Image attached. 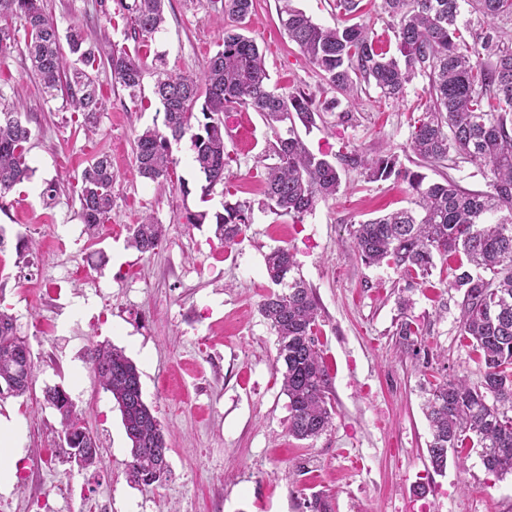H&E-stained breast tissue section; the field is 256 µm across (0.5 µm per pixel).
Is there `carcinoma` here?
Instances as JSON below:
<instances>
[{"label": "carcinoma", "mask_w": 512, "mask_h": 512, "mask_svg": "<svg viewBox=\"0 0 512 512\" xmlns=\"http://www.w3.org/2000/svg\"><path fill=\"white\" fill-rule=\"evenodd\" d=\"M164 0H133L124 9L133 14V32L152 36L165 23ZM224 42L197 73L156 70L154 94L164 109V128L147 127L136 136L138 173L163 189L175 186L172 142L191 133L194 161L201 175V197L224 184V113L236 105L259 112L277 136L275 162L264 166L263 193L270 209L302 220L318 202L336 196L338 168L363 167L375 180L402 179L416 194L419 210L400 209L352 225L354 252L368 266L387 265L403 277L431 274L435 258L451 262L455 285L463 289L459 303V335L470 341L483 374L477 383L443 376L426 402L431 440L427 452L433 471H443L448 457L437 449L476 454L498 478L512 476V47L501 44L491 23L512 18V0H382L395 30L399 56H390L362 24L324 27L304 11L286 3L280 21L299 51L318 69L338 97L315 102L305 91L283 92L270 84L257 43L241 33L240 24L254 0H222ZM23 19L25 47L44 99L63 94L83 122L92 126L103 108L95 80L88 73L98 60L107 63L112 79L132 102L141 96L143 66L123 48L109 42L90 45L74 24L60 35L53 17L39 0H0V55L17 41L7 20ZM68 51H63V47ZM83 68L73 69L67 56ZM418 76L428 79L425 111L414 121L405 145L430 166L447 161L489 167L490 190L467 191L455 179L425 183L424 174L398 166L397 155L370 158L360 150L336 161L311 153L298 133L309 129L321 113L332 112L340 99H353L357 84L374 85L381 96L398 100ZM201 115H196V104ZM23 104L0 109V195L30 178L27 162L31 130L22 121ZM112 161L99 156L81 176L79 200L84 224L97 235L112 214ZM179 189L188 192L185 184ZM214 225L224 244L235 242L251 223V210L224 201L223 210L186 212L184 223ZM129 245L151 254L164 237V225L148 215L127 228ZM270 282L278 290L259 304L260 314L277 336L276 370L289 400L288 432L313 440L332 423L328 401L331 377L317 347L320 311L312 289L295 275L293 255L285 247L265 258ZM402 303L396 335L411 346L417 335ZM87 362L99 387L118 408L131 461L127 478L134 483H161L169 472L162 426L142 396L140 375L125 350L94 343ZM34 357L28 341L17 335L15 317L0 309V397L22 396L32 388ZM44 400L60 417L61 433L82 469L101 463L96 437L84 426L78 406L58 388H47Z\"/></svg>", "instance_id": "carcinoma-1"}]
</instances>
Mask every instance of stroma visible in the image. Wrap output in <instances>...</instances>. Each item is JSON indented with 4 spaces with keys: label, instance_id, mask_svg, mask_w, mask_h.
Instances as JSON below:
<instances>
[{
    "label": "stroma",
    "instance_id": "35a3bbf8",
    "mask_svg": "<svg viewBox=\"0 0 512 512\" xmlns=\"http://www.w3.org/2000/svg\"><path fill=\"white\" fill-rule=\"evenodd\" d=\"M43 2L60 29L83 24L90 41L107 37L148 69L161 58L170 70L197 72L224 39L216 0H165L162 31L139 38L118 0ZM280 5L254 0L245 21L271 85L320 101L334 98L335 90L289 42ZM93 76L104 110L88 129L63 98L43 101L24 46L0 56V92L25 105L34 170L0 199L6 230L0 306L15 316L36 364L30 392L1 399L0 417L21 432L20 460L38 461L45 448L57 451L54 464L36 469L31 483L16 480L0 491V512H35L38 492L59 512H86V501L105 499L112 512H309L316 495L330 512H512V478L489 474L477 455L440 473L428 460L423 404L431 385L446 375L474 383L482 376L475 351L459 334L462 293L451 288L447 264L409 283L391 267L366 266L351 248V225L413 207L406 183L345 169L335 199L319 203L303 221L274 213L261 173L273 161L275 133L258 112L240 106L224 117L231 161L223 190L202 200L197 171L182 162L192 150L187 137L173 147L174 176L185 190H157L138 173L134 153L137 134L164 120L153 75H145L137 103L113 83L108 66ZM426 85L414 79L397 101L363 87L355 102L324 113L301 137L315 153L394 152L427 182L447 173L463 188L487 190V168L464 162L447 171L421 168L404 152ZM103 154L114 174L112 215L93 239L78 191L82 170ZM51 183L57 192L49 200L42 192ZM228 198L251 207L252 222L236 243L222 245L211 225L184 224L185 211L212 213ZM146 214L163 224L165 235L143 255L128 247L126 228ZM279 246L294 254L319 300V347L332 377L333 423L309 441L288 434V398L274 370L276 337L258 311L270 287L264 258ZM405 295L419 327L408 350L395 334ZM94 342L123 348L139 369L143 399L170 448L162 484L137 485L126 477L131 443L110 394L96 386L85 363ZM54 386L77 403L99 442L102 468L81 472L71 464L59 416L43 400L44 389Z\"/></svg>",
    "mask_w": 512,
    "mask_h": 512
}]
</instances>
